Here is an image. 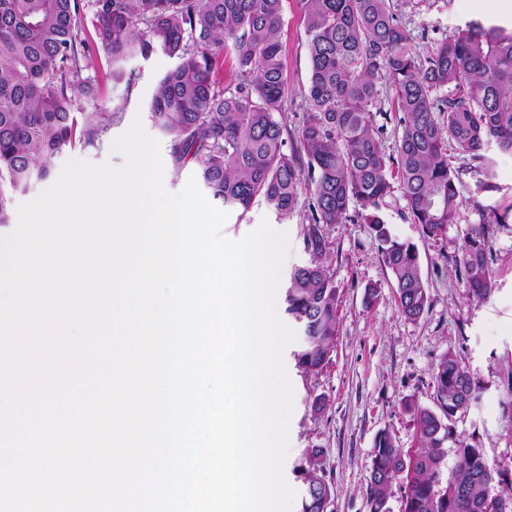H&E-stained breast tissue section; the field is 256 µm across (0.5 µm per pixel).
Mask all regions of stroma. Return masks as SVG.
I'll return each mask as SVG.
<instances>
[{
  "instance_id": "35a3bbf8",
  "label": "stroma",
  "mask_w": 512,
  "mask_h": 512,
  "mask_svg": "<svg viewBox=\"0 0 512 512\" xmlns=\"http://www.w3.org/2000/svg\"><path fill=\"white\" fill-rule=\"evenodd\" d=\"M400 16L413 37V49L419 53L426 52L433 39L472 21L512 33V0H421L415 7L401 5ZM282 19L280 40L290 90L282 119L293 129L306 108L302 92L309 81L301 0H283ZM174 64V58L160 50L145 58L134 57L124 62L125 76L115 82L108 76L110 56L100 54L86 71L88 77L98 80L100 94L94 99L79 97L77 107L82 112L112 113V127L103 146L75 147L55 157L49 180L24 192H8L10 215H17L19 205L48 188L50 179L59 177L69 159L122 166L124 156L112 151L111 145L133 122H140L148 135L158 137L149 118V101L161 77ZM489 179L496 184V191L480 193L476 175H463V203L453 223L434 238L424 237L419 226L407 220L404 200H397L387 210L392 235L414 244L419 254L429 305L415 321L406 320L398 311L391 272L380 259L369 225L329 226L338 295L331 361L319 374L307 376L296 367L293 348H286L283 354L293 389L283 463L284 480L294 492L291 512H300L303 484L298 470L306 449L315 447L325 451L323 475L333 489L329 512H367L365 489L377 435L388 433L395 446L405 452L418 450L414 412L420 407L434 408L433 372L449 352L469 369L478 399L446 423V465L454 467L460 444L481 448L486 461L502 470V481L495 491L503 498L505 512H512V223L497 229L491 239L498 286L489 300H469L454 265L465 230L478 223L483 206L512 207V155L496 156ZM264 220L289 236L290 254L281 272L282 277H289L307 260L302 242L305 211L281 220L259 201L247 212H230L221 233L238 241ZM370 286L377 287L380 298L368 306L364 294ZM318 397L327 403L319 414L312 410Z\"/></svg>"
}]
</instances>
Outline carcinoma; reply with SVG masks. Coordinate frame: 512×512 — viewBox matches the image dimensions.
I'll list each match as a JSON object with an SVG mask.
<instances>
[{"mask_svg": "<svg viewBox=\"0 0 512 512\" xmlns=\"http://www.w3.org/2000/svg\"><path fill=\"white\" fill-rule=\"evenodd\" d=\"M0 0V225L9 223L3 186L25 189L46 179L53 159L78 145L97 148L112 126L110 112H76L98 84L82 77L104 51L120 64L161 49L176 59L149 102L150 119L169 144L175 174L192 166L198 184L229 211L263 199L281 220L305 197L303 250L291 272L287 313L306 336L293 353L303 374L331 361L337 335V289L331 271V224H367L394 279L401 315L415 321L429 298L418 254L387 228L383 211L396 196L426 237L454 222L464 172L488 174L494 155L512 154V34L471 22L436 40L421 55L393 0H302L310 75L302 125L280 119L288 99L279 31L282 0ZM234 82L220 86L224 58ZM393 91L389 109L383 87ZM394 121L395 149L385 150ZM460 164H455V161ZM358 210L349 213L350 203ZM509 211L482 208L455 260L467 296L484 302L497 285L491 238ZM439 411L415 414L421 448L414 455L377 436L365 496L369 512H390L388 491L406 481L402 512H500L495 471L479 448L460 444L445 488L443 420L476 400L470 371L451 352L433 373ZM324 450H306L302 512H328Z\"/></svg>", "mask_w": 512, "mask_h": 512, "instance_id": "carcinoma-1", "label": "carcinoma"}]
</instances>
